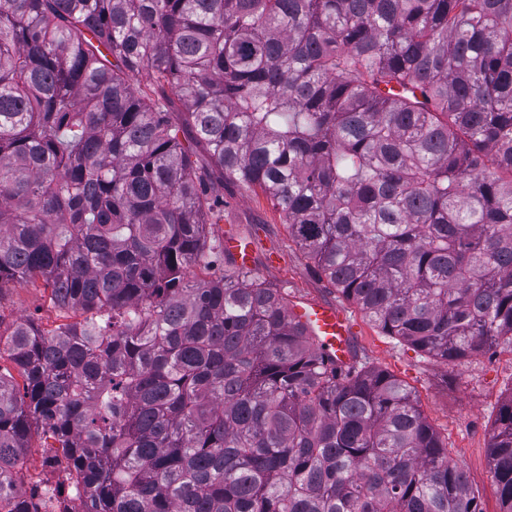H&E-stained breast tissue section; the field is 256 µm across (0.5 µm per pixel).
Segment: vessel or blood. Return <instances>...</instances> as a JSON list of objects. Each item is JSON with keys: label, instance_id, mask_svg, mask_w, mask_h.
I'll return each mask as SVG.
<instances>
[{"label": "vessel or blood", "instance_id": "obj_1", "mask_svg": "<svg viewBox=\"0 0 512 512\" xmlns=\"http://www.w3.org/2000/svg\"><path fill=\"white\" fill-rule=\"evenodd\" d=\"M225 252L233 256L237 266L251 267L254 245L242 241L232 232L223 237ZM290 314L315 343L338 365L350 364L353 354L352 332L345 312L332 304L300 298L290 305Z\"/></svg>", "mask_w": 512, "mask_h": 512}]
</instances>
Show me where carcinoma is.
<instances>
[{
    "mask_svg": "<svg viewBox=\"0 0 512 512\" xmlns=\"http://www.w3.org/2000/svg\"><path fill=\"white\" fill-rule=\"evenodd\" d=\"M227 179L385 335L512 347V0H0V283L83 316L9 330L0 498L36 422L84 512H482L401 381L190 276ZM490 459L512 512V394Z\"/></svg>",
    "mask_w": 512,
    "mask_h": 512,
    "instance_id": "cac0c4a2",
    "label": "carcinoma"
}]
</instances>
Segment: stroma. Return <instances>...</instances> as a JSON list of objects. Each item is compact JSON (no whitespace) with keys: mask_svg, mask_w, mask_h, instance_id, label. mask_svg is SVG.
Returning <instances> with one entry per match:
<instances>
[{"mask_svg":"<svg viewBox=\"0 0 512 512\" xmlns=\"http://www.w3.org/2000/svg\"><path fill=\"white\" fill-rule=\"evenodd\" d=\"M211 197L224 204L208 227L206 245L214 264L208 270L195 268V275L215 277L228 270L223 234L230 230L255 244L253 277L280 289L287 300L311 298L341 308L353 326L358 361L388 371L412 390L427 421L466 471L481 512H500L489 445L499 408L512 393V347L502 345L461 364L444 365L384 335L357 306L344 300L290 239L279 212L260 189L228 180ZM31 315L46 329L59 323L42 284H0V326L10 327Z\"/></svg>","mask_w":512,"mask_h":512,"instance_id":"stroma-1","label":"stroma"}]
</instances>
